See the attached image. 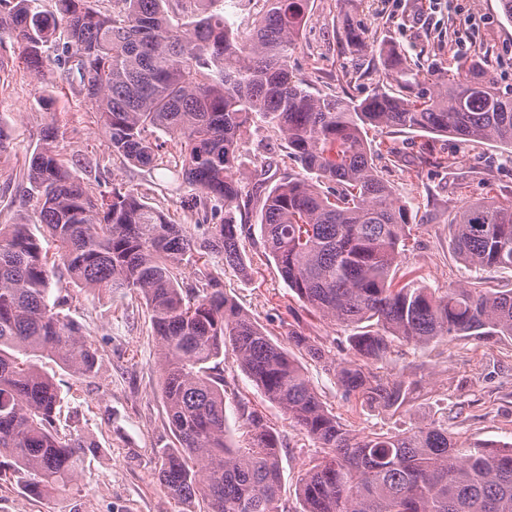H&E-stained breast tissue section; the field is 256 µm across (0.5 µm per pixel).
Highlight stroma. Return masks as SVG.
<instances>
[{"mask_svg": "<svg viewBox=\"0 0 512 512\" xmlns=\"http://www.w3.org/2000/svg\"><path fill=\"white\" fill-rule=\"evenodd\" d=\"M348 18L366 32L361 51L351 50L345 41L343 23ZM383 44L395 48L414 73L458 75L478 56L490 81L512 84V21L503 16L499 0H448L435 11L428 0H311L288 68L313 93L361 100L383 81L377 54ZM50 85L57 103L48 110L40 98ZM49 126L56 130L54 149L75 163L84 182L148 190L151 204L172 221L195 222L187 205L195 187L172 182L166 170L150 173L114 157L78 82L64 80L53 58L41 76H34L21 64L10 32L1 30L0 127L8 141L0 152V224L38 221L34 202L25 198L27 165ZM367 141L380 174L414 219L403 267L430 288L465 284L512 289L511 270L469 267L450 246V221L461 210L488 199L512 200V155L490 143L460 146L438 135L393 128L370 130ZM236 165L245 185L261 174L269 188L297 167L284 141L258 118L239 144ZM261 205V199L254 198L241 209L243 223L251 227L250 236L242 240L252 264L249 275L226 267L218 256L211 269L222 277L225 294L274 337L285 338L293 326L329 347V360L304 356L300 363L328 410L353 435L409 430L440 419L473 444L512 442L509 337L470 336L417 348L398 346L389 373L417 380L406 407L395 413L346 400L336 381V364L350 355V331L310 314L288 289L260 245ZM72 294L75 301L68 316L95 340L97 366L81 378L49 360L43 368L60 384L61 433L86 436L95 447L72 493L37 498L23 492L17 479L0 481V512H192L191 505L168 499L157 477V451L173 447L175 439L163 407L156 341L145 303L83 288ZM223 367L227 434L235 442L245 438L238 401L262 413L283 441V498L295 512L296 482L315 457L317 445L260 393L237 366L232 351H225Z\"/></svg>", "mask_w": 512, "mask_h": 512, "instance_id": "obj_1", "label": "stroma"}]
</instances>
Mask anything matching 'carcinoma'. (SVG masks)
Returning <instances> with one entry per match:
<instances>
[{
    "label": "carcinoma",
    "mask_w": 512,
    "mask_h": 512,
    "mask_svg": "<svg viewBox=\"0 0 512 512\" xmlns=\"http://www.w3.org/2000/svg\"><path fill=\"white\" fill-rule=\"evenodd\" d=\"M41 2L0 0V29L11 32L23 63L40 74L53 45L69 64L65 76L79 77L112 155L194 186L199 219L176 224L142 191L86 185L45 130L27 172L42 237L28 224H0V472L17 475L34 496L71 492L94 447L60 433V388L39 365L50 359L82 376L97 365L94 339L63 314L73 296L51 288L61 267L77 287L134 295L151 313L176 440L159 451L158 480L175 503L288 512L278 434L240 400L249 442L236 447L227 437L218 359L229 345L257 389L321 448L298 478L299 512H512V443L471 446L439 419L352 435L290 352L322 361L327 346L295 328L287 343L273 339L209 268L220 254L224 265L249 270L246 225L235 217L243 196L236 161L258 116L301 166L264 193L263 251L306 309L353 330L348 343L360 360L336 372L345 398L398 412L416 381L381 373L394 361L393 342L512 337V289L395 283L411 213L379 174L364 134L401 128L512 153V86L488 80L475 61L456 79L434 77L426 97L381 89L361 101L314 95L288 69L310 0H264L245 44L218 11L221 0H109L108 8L103 0H54L52 11ZM187 2L200 8L184 29L170 14ZM379 56L394 81L405 75L394 49ZM451 225L460 260L512 270V201L475 203ZM188 265L197 268L191 282L180 277Z\"/></svg>",
    "instance_id": "cac0c4a2"
}]
</instances>
